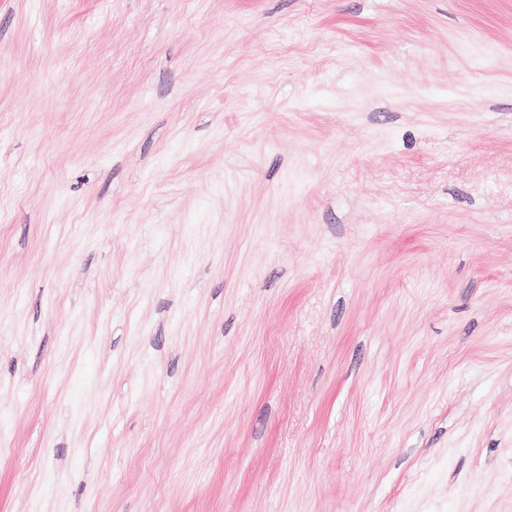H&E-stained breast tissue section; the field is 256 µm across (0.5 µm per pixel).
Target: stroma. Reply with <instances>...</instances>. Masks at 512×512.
<instances>
[{
    "label": "stroma",
    "mask_w": 512,
    "mask_h": 512,
    "mask_svg": "<svg viewBox=\"0 0 512 512\" xmlns=\"http://www.w3.org/2000/svg\"><path fill=\"white\" fill-rule=\"evenodd\" d=\"M0 512H512V0H0Z\"/></svg>",
    "instance_id": "35a3bbf8"
}]
</instances>
